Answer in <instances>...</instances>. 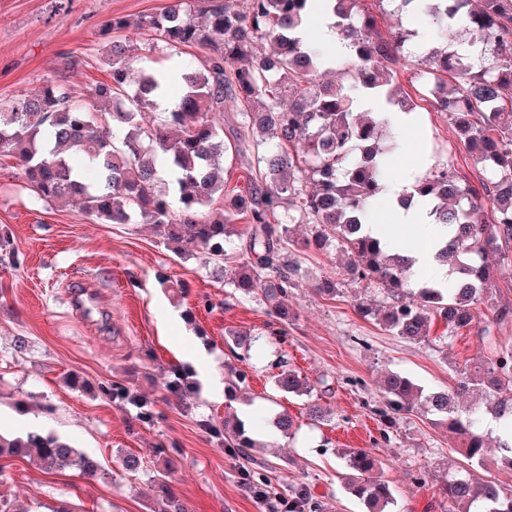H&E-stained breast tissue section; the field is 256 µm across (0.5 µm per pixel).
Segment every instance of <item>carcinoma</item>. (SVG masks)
Returning a JSON list of instances; mask_svg holds the SVG:
<instances>
[{"label": "carcinoma", "mask_w": 512, "mask_h": 512, "mask_svg": "<svg viewBox=\"0 0 512 512\" xmlns=\"http://www.w3.org/2000/svg\"><path fill=\"white\" fill-rule=\"evenodd\" d=\"M417 1L440 41L424 59L406 48L418 31L401 26L384 36L364 0H326L337 36L353 48L345 83L321 81L308 42L294 36L315 0H246L244 10L237 0H173L136 20L113 17L103 34L135 27L151 37L136 44L112 40L102 59L110 81L92 87L85 101L59 79L1 106L0 157L15 159L39 201L75 199L100 223L153 225L181 258L200 259L234 292L259 297L282 336L286 301L300 275L299 265L286 259L290 247L345 252L349 275L384 292L382 305L367 298L356 303L361 318L408 340L429 336L435 319L455 333L475 321L493 274L512 264V0H481L478 7L473 0H398V11L413 14ZM458 29L470 34L469 54L448 41ZM268 40L276 50L260 52ZM161 47L169 54L158 66ZM186 47L204 50V58L183 56ZM409 67L418 69L427 89H442L428 104L448 114L457 141L487 173L475 187L456 169L439 165L415 186L434 223L453 229L435 254L454 274L446 285L415 274L413 259L363 230L400 143L384 138L374 114L354 111L348 91L372 90L397 110L412 112L418 104L397 80L398 70ZM228 100L241 105L232 144L224 140ZM230 152L250 157L243 192L224 180ZM291 224L310 225V234L290 238ZM13 254L9 235L0 232L1 269ZM247 383V371L230 370L227 397ZM275 384L299 396L314 391L286 364ZM164 389L182 396L189 382L173 368ZM109 394L137 403L146 417L153 414L152 402L124 386ZM382 398L391 420L417 406L461 437L459 453L471 468L448 475V512H512V489L474 472L485 461L480 430L487 413L509 433L497 448L501 462L512 467V348L496 349L447 389L425 392L391 372ZM202 427L247 460L248 450L260 447L236 416L222 424L205 420ZM2 456L29 458L47 473L75 468L89 478L105 475L96 458L39 431L0 433ZM339 457L350 493L370 512H389L394 494L380 459L356 448L342 449ZM268 469L265 463L243 472L246 484L267 486ZM151 487L166 504L163 512H189L170 491L165 472L151 477Z\"/></svg>", "instance_id": "carcinoma-1"}]
</instances>
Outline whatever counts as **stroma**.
I'll return each instance as SVG.
<instances>
[{
    "label": "stroma",
    "instance_id": "35a3bbf8",
    "mask_svg": "<svg viewBox=\"0 0 512 512\" xmlns=\"http://www.w3.org/2000/svg\"><path fill=\"white\" fill-rule=\"evenodd\" d=\"M170 2L0 0V104L63 76L80 95L108 81L99 61L104 22L156 13ZM67 56L78 65L66 73ZM416 115L392 177L425 154L478 184L484 168L458 145L447 114L425 105ZM0 228L17 251L15 266L0 274V429L55 433L95 456L106 472L102 479L70 469L46 474L27 459L0 458V493L17 512H53L62 499L71 512H157L149 477L167 461L172 490L192 512H272L301 488L309 512H365L344 489L337 456L343 448L381 459L396 496L393 512H448L442 487L463 462L457 439L417 408L392 421L381 416L379 382L397 371L424 389L446 388L494 348H512V321L492 323L494 308L512 307V267L495 277L472 327L450 336L437 321L419 342L362 319L357 299L380 298V291L349 278L340 250H313L299 258L302 277L288 299L292 320L277 343L259 300L233 297L198 260L167 249L150 225L96 223L75 203L36 201L20 188L8 158L0 159ZM326 274L336 277L335 296L315 290ZM86 286L95 289L96 301L84 316L69 294ZM231 332L257 338L249 387L234 400L213 399L187 355L206 351L213 371L224 374L239 359L224 344ZM284 362L315 384L313 398L327 410L323 420H311L305 398L275 387ZM174 367L190 383L191 410L165 393ZM71 372L88 379L89 390L71 389L65 382ZM115 384L157 400L158 416L142 418L134 406L112 399ZM228 412L250 420L262 444L256 457L270 466L269 500L243 486V459L201 426ZM282 413L294 420L293 438L271 425ZM128 453L144 458L138 475L117 463Z\"/></svg>",
    "mask_w": 512,
    "mask_h": 512
}]
</instances>
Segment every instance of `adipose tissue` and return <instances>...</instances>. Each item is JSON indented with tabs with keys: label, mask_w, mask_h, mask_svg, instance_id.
<instances>
[{
	"label": "adipose tissue",
	"mask_w": 512,
	"mask_h": 512,
	"mask_svg": "<svg viewBox=\"0 0 512 512\" xmlns=\"http://www.w3.org/2000/svg\"><path fill=\"white\" fill-rule=\"evenodd\" d=\"M304 34L318 53L322 68L335 69L349 59L350 44L337 36L326 6L316 8L304 26ZM418 177V171L410 169L399 179L387 182L379 220L370 224L368 230L389 246L411 256L416 269L431 272L444 283L448 280V271L436 265L434 255L446 231L434 225L426 205L405 203L406 198L413 195Z\"/></svg>",
	"instance_id": "obj_1"
}]
</instances>
